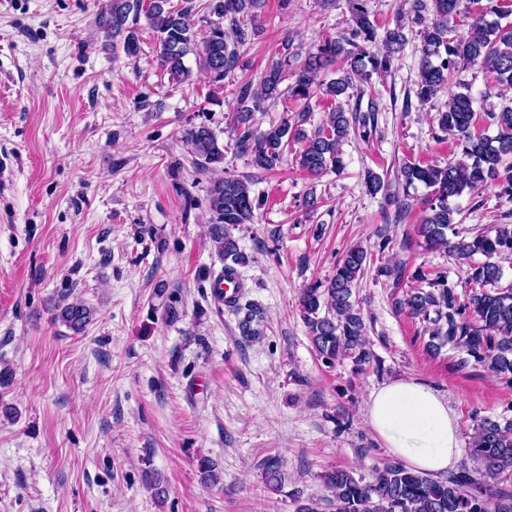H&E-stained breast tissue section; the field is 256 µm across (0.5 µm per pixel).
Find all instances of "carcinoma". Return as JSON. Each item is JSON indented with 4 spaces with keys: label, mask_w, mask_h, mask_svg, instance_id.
Instances as JSON below:
<instances>
[{
    "label": "carcinoma",
    "mask_w": 512,
    "mask_h": 512,
    "mask_svg": "<svg viewBox=\"0 0 512 512\" xmlns=\"http://www.w3.org/2000/svg\"><path fill=\"white\" fill-rule=\"evenodd\" d=\"M262 0H207L201 21L209 24L203 33L194 30L191 17L194 0L177 6L171 0H108L96 17L97 28L112 49L122 45L124 54L135 58L140 52V18H145L156 37L158 64L169 79L177 82L191 77L186 59L194 58L200 74L215 87L238 66L239 49L259 31ZM351 25L348 32L324 40L315 51L306 52L303 63L292 72L294 82L280 89L293 51L272 63L258 83L240 86L237 97V150L251 157L258 169L270 171L282 161L292 143L300 144L296 160L304 172L318 176L339 171L344 162L340 146L350 131L362 128V136L376 131L377 109L347 114L336 106L322 126L308 135L283 118L277 125L258 132L251 126L252 113L267 99L283 95L307 100L316 91L339 100L373 75L384 76L395 67L406 43L404 17L378 37L367 0H347ZM477 10H472V6ZM412 21L425 25L418 65L416 96L424 104L450 85L462 69L479 65L499 87L512 89V23L503 0H416ZM470 18L467 28L456 33L449 21L459 15ZM345 68L328 78L331 67ZM473 98L469 94H448L445 110L438 113V128L458 141L460 154L444 166L406 162L401 167L405 186L422 183L430 194L417 228L420 246L443 250L466 266L465 287L460 295L447 276L432 279L419 271L418 285L410 288L395 306L424 323L427 347L438 352L446 346L458 349L488 372L512 381V283L502 285L501 262L512 259V224H496L486 231L472 232L455 222L460 213L454 200L465 190H475L496 181L504 195H512V101L491 113L497 134L489 136L471 130ZM203 168L224 163V145L206 123L193 124L183 132ZM252 182L241 176H227L213 182L208 191L211 240L225 262L244 263L245 257L228 226L250 224L257 208ZM481 260H475V257ZM367 252L348 249L336 264L335 274L326 282L303 291L300 305L304 321L321 357L329 361L349 359L358 370L374 361L367 345L365 324L353 299L364 271ZM243 314L239 329L243 336L262 335L263 313L253 302L231 301ZM95 308L83 301L55 306L54 320L74 332L83 331L94 319ZM467 454L476 467H462L444 480L415 472L400 462H389L374 470L364 483L353 472L336 468L324 477L329 504L335 512H512V424L501 425L488 418L477 424ZM266 483L278 490L285 481L280 460L265 466Z\"/></svg>",
    "instance_id": "cac0c4a2"
}]
</instances>
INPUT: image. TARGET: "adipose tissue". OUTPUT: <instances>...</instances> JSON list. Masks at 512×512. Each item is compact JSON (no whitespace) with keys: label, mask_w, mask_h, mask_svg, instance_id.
Listing matches in <instances>:
<instances>
[{"label":"adipose tissue","mask_w":512,"mask_h":512,"mask_svg":"<svg viewBox=\"0 0 512 512\" xmlns=\"http://www.w3.org/2000/svg\"><path fill=\"white\" fill-rule=\"evenodd\" d=\"M365 421L387 451L413 470L438 477L459 465L458 418L447 399L420 380H397L374 390Z\"/></svg>","instance_id":"ef3b65f1"}]
</instances>
